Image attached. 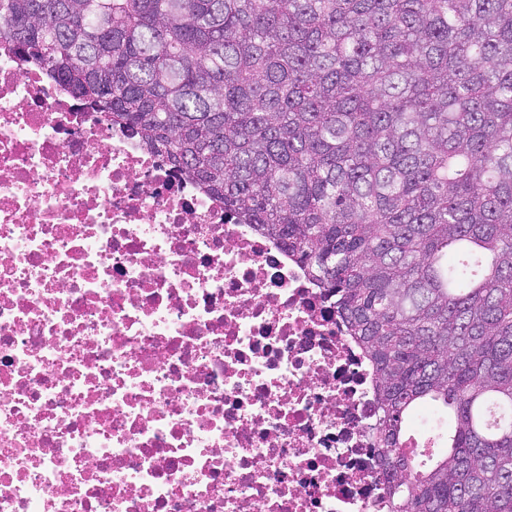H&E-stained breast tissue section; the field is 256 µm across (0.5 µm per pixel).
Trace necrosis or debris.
Returning <instances> with one entry per match:
<instances>
[{"instance_id":"obj_1","label":"necrosis or debris","mask_w":512,"mask_h":512,"mask_svg":"<svg viewBox=\"0 0 512 512\" xmlns=\"http://www.w3.org/2000/svg\"><path fill=\"white\" fill-rule=\"evenodd\" d=\"M296 255L0 46V512H385Z\"/></svg>"}]
</instances>
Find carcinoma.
<instances>
[{
    "label": "carcinoma",
    "mask_w": 512,
    "mask_h": 512,
    "mask_svg": "<svg viewBox=\"0 0 512 512\" xmlns=\"http://www.w3.org/2000/svg\"><path fill=\"white\" fill-rule=\"evenodd\" d=\"M26 63L285 245L378 376L387 512H512V0H0ZM448 416L410 472L405 426Z\"/></svg>",
    "instance_id": "cac0c4a2"
}]
</instances>
